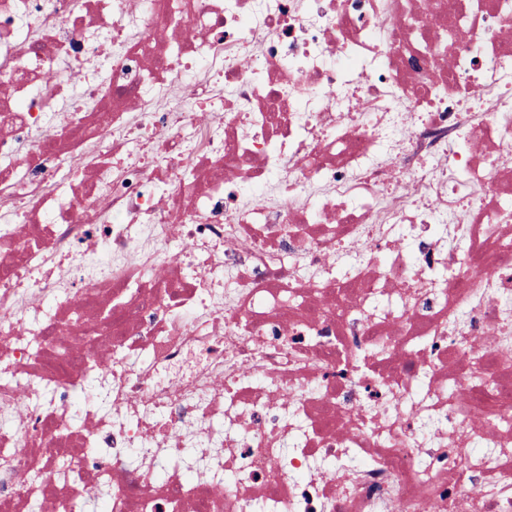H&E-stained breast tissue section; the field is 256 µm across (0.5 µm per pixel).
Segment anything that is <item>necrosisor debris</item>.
Segmentation results:
<instances>
[{
	"label": "necrosis or debris",
	"mask_w": 512,
	"mask_h": 512,
	"mask_svg": "<svg viewBox=\"0 0 512 512\" xmlns=\"http://www.w3.org/2000/svg\"><path fill=\"white\" fill-rule=\"evenodd\" d=\"M0 512H512V0H0Z\"/></svg>",
	"instance_id": "obj_1"
}]
</instances>
